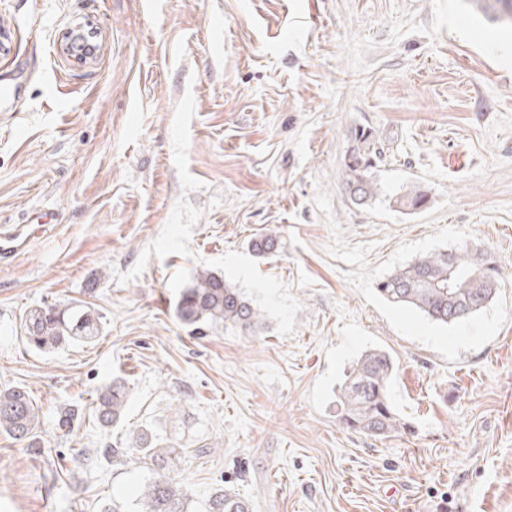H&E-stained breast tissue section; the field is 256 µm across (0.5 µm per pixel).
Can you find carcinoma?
Listing matches in <instances>:
<instances>
[{
  "label": "carcinoma",
  "instance_id": "cac0c4a2",
  "mask_svg": "<svg viewBox=\"0 0 512 512\" xmlns=\"http://www.w3.org/2000/svg\"><path fill=\"white\" fill-rule=\"evenodd\" d=\"M491 23L512 28V0H469ZM353 145L344 161V183L351 200L366 204L377 197L380 186L371 176L380 152L372 133L353 131ZM405 208L418 210L427 203V191L414 184L395 199ZM459 276L453 291L458 298L478 307L472 316L487 306L500 286V266L491 253L463 247L456 251H435L419 256L377 282V293L389 304L412 309L429 321L448 325L460 319L448 318V267ZM178 320L199 333L208 326L224 324L251 333L262 328L263 317L224 276L208 269L195 274L192 283L180 293L175 304ZM26 344L38 351H51L74 341L90 342L99 336L101 317L89 307L56 304L39 306L22 317ZM397 371L393 356L383 348L366 351L350 368L338 396V421L343 428L366 436L389 437L410 430L395 412L390 386ZM128 392L113 382L98 391L97 419L104 426L117 424L124 416ZM40 427V408L24 387L0 390V433L34 448ZM131 451L147 459L155 475L139 486L132 508L112 500L108 512H190V499L180 481L176 459L180 449L163 445L151 427L138 430L128 448H105L104 456L117 457ZM198 512H252L248 501L230 488H218L198 504Z\"/></svg>",
  "mask_w": 512,
  "mask_h": 512
}]
</instances>
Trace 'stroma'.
<instances>
[{
    "label": "stroma",
    "instance_id": "1",
    "mask_svg": "<svg viewBox=\"0 0 512 512\" xmlns=\"http://www.w3.org/2000/svg\"><path fill=\"white\" fill-rule=\"evenodd\" d=\"M92 24L77 63L63 35ZM0 389H31L40 445L0 434V512H105L149 469L99 449L142 425L183 447L193 499L235 488L253 512H512V31L467 0H0ZM381 194L343 183L354 130ZM421 184L413 214L391 201ZM275 235L261 257L253 239ZM468 244L501 286L448 326L376 283ZM263 315L196 334L174 314L197 271ZM76 303L100 335L29 348L22 315ZM387 349L411 430L342 428L361 354ZM125 417L102 427L112 380ZM76 410L75 430L56 428ZM128 392L124 384L112 382L98 391L97 419L103 426L115 425L124 416Z\"/></svg>",
    "mask_w": 512,
    "mask_h": 512
}]
</instances>
